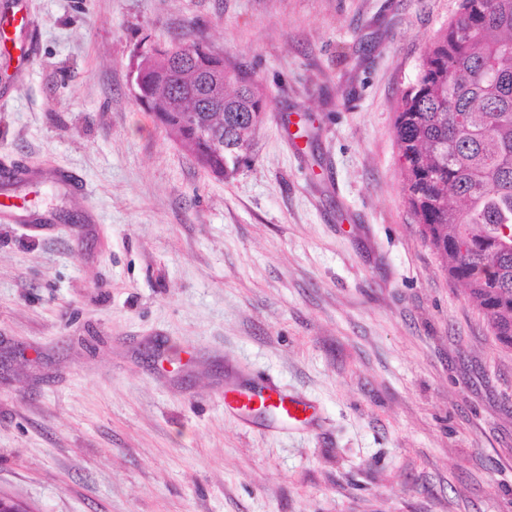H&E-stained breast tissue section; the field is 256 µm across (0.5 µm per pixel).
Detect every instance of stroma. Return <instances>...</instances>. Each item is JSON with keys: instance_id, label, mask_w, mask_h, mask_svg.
I'll return each instance as SVG.
<instances>
[{"instance_id": "stroma-1", "label": "stroma", "mask_w": 512, "mask_h": 512, "mask_svg": "<svg viewBox=\"0 0 512 512\" xmlns=\"http://www.w3.org/2000/svg\"><path fill=\"white\" fill-rule=\"evenodd\" d=\"M460 0H0V492L32 512H512V351L406 202L401 95ZM263 88L213 175L143 44ZM264 380L309 424L241 417Z\"/></svg>"}]
</instances>
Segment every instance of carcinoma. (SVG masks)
I'll return each instance as SVG.
<instances>
[{
	"mask_svg": "<svg viewBox=\"0 0 512 512\" xmlns=\"http://www.w3.org/2000/svg\"><path fill=\"white\" fill-rule=\"evenodd\" d=\"M150 44L138 101L205 170L236 169L266 112L248 74L209 97L224 60L205 45ZM396 138L408 207L449 277L512 350V0H460L401 96Z\"/></svg>",
	"mask_w": 512,
	"mask_h": 512,
	"instance_id": "1",
	"label": "carcinoma"
}]
</instances>
